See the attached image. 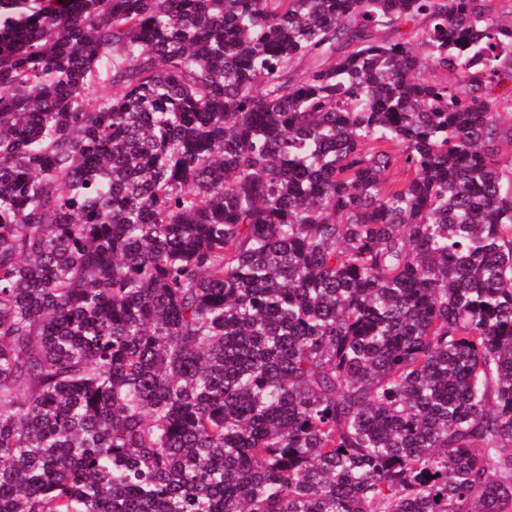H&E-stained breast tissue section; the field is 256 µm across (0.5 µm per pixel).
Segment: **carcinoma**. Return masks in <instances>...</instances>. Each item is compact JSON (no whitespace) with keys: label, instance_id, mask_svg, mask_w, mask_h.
<instances>
[{"label":"carcinoma","instance_id":"cac0c4a2","mask_svg":"<svg viewBox=\"0 0 512 512\" xmlns=\"http://www.w3.org/2000/svg\"><path fill=\"white\" fill-rule=\"evenodd\" d=\"M493 12L0 0V512H512Z\"/></svg>","mask_w":512,"mask_h":512}]
</instances>
